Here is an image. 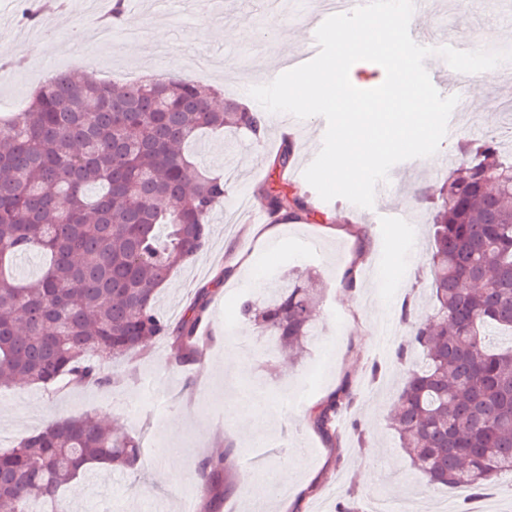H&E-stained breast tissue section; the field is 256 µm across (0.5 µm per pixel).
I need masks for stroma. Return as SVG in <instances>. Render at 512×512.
I'll use <instances>...</instances> for the list:
<instances>
[{
    "instance_id": "1",
    "label": "stroma",
    "mask_w": 512,
    "mask_h": 512,
    "mask_svg": "<svg viewBox=\"0 0 512 512\" xmlns=\"http://www.w3.org/2000/svg\"><path fill=\"white\" fill-rule=\"evenodd\" d=\"M25 0H0V54L22 66L53 67L76 51L70 39L73 23L55 24V35L37 42L13 37L22 21ZM318 8L308 0L296 13L270 12L267 0H210L198 10L183 0L174 14L158 13L154 0H134L123 20L139 32L137 52L126 42L107 50L109 66L99 79L127 83L141 71L170 70L219 89L225 97L252 104L249 87L272 81L280 73L284 53L305 47L307 15ZM433 24L454 25L467 41L483 48L512 49V0H429ZM168 26L174 45L160 50L149 38L152 28ZM240 28L237 39L224 42L213 33L223 26ZM465 84H479L484 108L461 118L452 112L449 130L437 155L418 166L396 164L389 195L376 198L373 208L353 206L343 198L319 201L318 216L308 224H284L271 241H263L265 225L239 222L225 230L224 216L242 197L256 198L266 181L269 160L290 135L296 143L294 166L306 167L323 144L327 122L313 116L296 120L283 131L276 114L266 113L262 138L227 130L206 135L196 147L199 163L215 174L233 166L236 175L224 184V201L212 219L207 249L194 262L171 274L156 302L160 317L173 319L192 303L197 288L209 284L215 268L242 259L238 273L221 285L209 308L201 333L203 367L173 369L168 349L158 342L130 361L112 363L117 383L104 387L0 388V448L13 447L22 437L55 417L100 416L140 440L145 448L141 470L97 469L77 479L65 492L67 512H182L183 500L198 501L195 485L199 462L229 452L224 470L222 512H311L327 487L365 503L385 494L401 505L417 502L419 512H438L441 504L458 500L448 489H427L411 465L387 417L402 384L389 359H382L379 375L370 350L376 341L372 325L379 319L401 327V306L414 296L419 314L432 306L429 259L431 236L429 195L447 179L440 165L445 155L460 163L461 144L496 137L502 159L512 158V71L483 72L480 79L461 74ZM408 209L412 223L394 228L390 209ZM271 252L256 267L245 260L262 245ZM360 261L357 288L341 286L352 259ZM310 275L321 290V344H308L297 362L276 365L270 349L254 348L260 333L241 335L225 313L239 297L262 298L266 287L288 273ZM238 358L241 367L230 371L225 357ZM357 395L353 407L340 416L339 446H331L312 423L313 415L341 385ZM309 392L301 404L293 397L301 386ZM248 408L254 415L251 433H239L236 414ZM180 448L177 462L162 454L165 445ZM287 474V482H271L273 473Z\"/></svg>"
}]
</instances>
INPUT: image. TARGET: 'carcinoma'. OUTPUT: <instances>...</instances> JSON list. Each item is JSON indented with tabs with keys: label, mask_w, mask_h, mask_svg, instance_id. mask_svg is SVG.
<instances>
[{
	"label": "carcinoma",
	"mask_w": 512,
	"mask_h": 512,
	"mask_svg": "<svg viewBox=\"0 0 512 512\" xmlns=\"http://www.w3.org/2000/svg\"><path fill=\"white\" fill-rule=\"evenodd\" d=\"M215 95L175 71L137 86L73 71L38 85L24 111L0 114V386H108L97 356L121 361L155 339L169 343L171 366L201 365L212 289L177 319L155 310L170 274L207 247L224 200V179L190 148L206 131L266 129L263 113L236 100L215 110ZM295 151L283 139L261 190L275 224L316 215L307 195L279 186ZM461 152L433 201L431 311L417 318L412 298L402 304L408 331L394 359L421 357L404 372L392 425L428 486L476 499L512 476V345L490 341L494 329L512 336V163L493 139ZM30 257L40 274L18 277ZM318 308V289L298 276L260 305L243 300L239 315L297 356L317 334ZM354 400L346 387L313 419L334 445L335 418ZM225 460L198 467L201 512H218ZM102 463L140 468L139 444L88 416L56 419L0 451V512H63L62 490Z\"/></svg>",
	"instance_id": "carcinoma-1"
}]
</instances>
